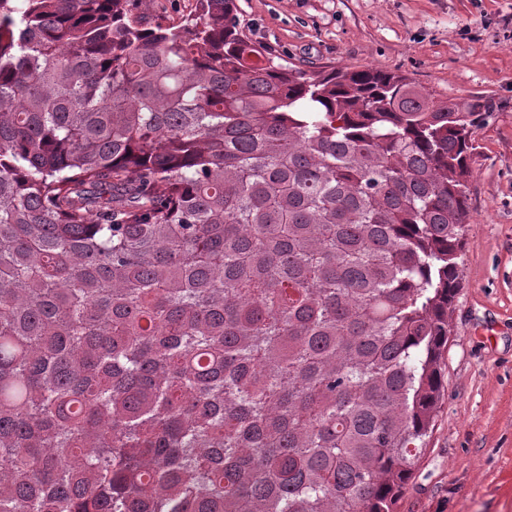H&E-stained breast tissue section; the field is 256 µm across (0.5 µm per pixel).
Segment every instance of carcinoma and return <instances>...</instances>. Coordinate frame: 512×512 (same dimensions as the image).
<instances>
[{"mask_svg":"<svg viewBox=\"0 0 512 512\" xmlns=\"http://www.w3.org/2000/svg\"><path fill=\"white\" fill-rule=\"evenodd\" d=\"M487 115L236 0H0V512H394ZM196 0H141L135 2L136 13L142 23L153 26L157 23L172 24L180 21L195 7Z\"/></svg>","mask_w":512,"mask_h":512,"instance_id":"1","label":"carcinoma"}]
</instances>
